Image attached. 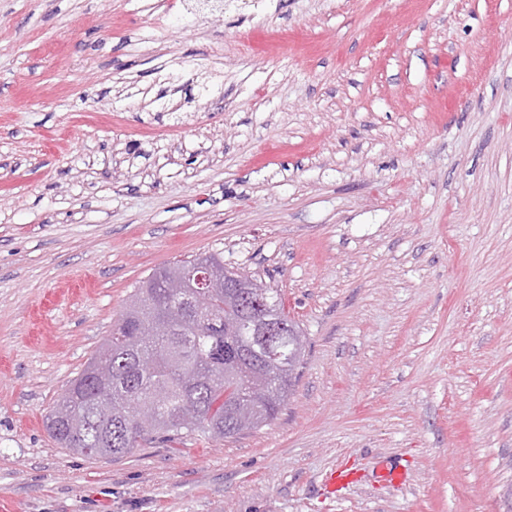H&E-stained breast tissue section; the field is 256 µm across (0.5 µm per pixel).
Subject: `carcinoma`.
Instances as JSON below:
<instances>
[{
    "label": "carcinoma",
    "mask_w": 512,
    "mask_h": 512,
    "mask_svg": "<svg viewBox=\"0 0 512 512\" xmlns=\"http://www.w3.org/2000/svg\"><path fill=\"white\" fill-rule=\"evenodd\" d=\"M224 265L216 253L159 268L129 296L138 305L144 326L162 317L173 326L169 335L150 332L132 335L123 312L110 335L96 349L85 368L68 384L47 417V427L63 448L82 453L73 422L83 424L85 447L100 458H119L156 440L181 443L204 435L213 440L242 433L241 419L256 418L257 429L273 421L293 391L305 352L304 337L294 335L298 323L285 312L278 291L266 289L268 300L288 322V334L277 347L289 367L275 370L264 359L262 342L231 347L224 322L238 316L224 308V291L210 292L205 322L182 314L154 296L153 284L179 269ZM263 386L264 403L254 406L247 392Z\"/></svg>",
    "instance_id": "cac0c4a2"
}]
</instances>
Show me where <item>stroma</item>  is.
<instances>
[{
    "mask_svg": "<svg viewBox=\"0 0 512 512\" xmlns=\"http://www.w3.org/2000/svg\"><path fill=\"white\" fill-rule=\"evenodd\" d=\"M155 2L0 0V506L512 512V0ZM206 252L305 334L277 419L59 447L134 287Z\"/></svg>",
    "mask_w": 512,
    "mask_h": 512,
    "instance_id": "35a3bbf8",
    "label": "stroma"
}]
</instances>
